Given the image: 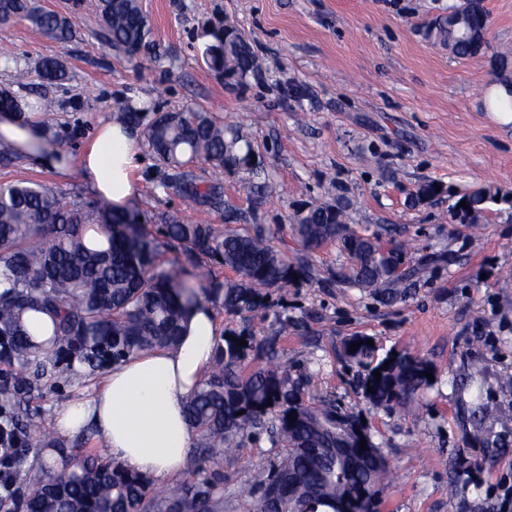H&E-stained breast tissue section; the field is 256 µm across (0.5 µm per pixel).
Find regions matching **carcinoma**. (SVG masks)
I'll return each mask as SVG.
<instances>
[{
	"label": "carcinoma",
	"instance_id": "carcinoma-1",
	"mask_svg": "<svg viewBox=\"0 0 512 512\" xmlns=\"http://www.w3.org/2000/svg\"><path fill=\"white\" fill-rule=\"evenodd\" d=\"M83 10L101 17L108 44L127 57L147 46L149 24L138 0H72L67 12L49 11L40 0H0V26L23 20L64 43L76 36L74 17ZM455 10L467 23L454 26L445 17L430 34L458 58L481 53L466 24L489 26L482 0H466ZM201 33L212 39L206 58L214 71L241 83L259 73L257 57L232 24L204 25ZM39 71L50 83L66 77L63 65L51 58ZM26 104L40 114L39 128L50 138L55 102L39 95ZM119 121L143 127L146 144L163 168L158 187L200 206H224V171L265 170L238 126L208 112L148 114L128 102ZM52 143L65 150L58 139ZM200 160L212 168L204 187L193 174ZM462 201L467 208L459 207ZM498 201L512 206L511 197L479 187L458 196L453 215L460 224H475ZM290 221L304 250L330 243L345 256L346 264L331 273L339 286L363 291L405 279L403 246L352 230L346 206L305 203ZM162 234L185 246L189 263L206 258L234 277L211 269L189 276L179 264L163 266L156 240L105 200L85 202L28 179L0 182V364L18 368L0 376V433L13 440V446L0 450V467L10 475L0 493V512H239L243 501L249 512H339L344 499L351 512H368L365 493L383 490L388 477L379 445L370 432L364 450L358 438L336 435V410L352 421L360 414L329 397L305 396L303 382L274 364V337L257 345L243 330L216 334L212 366L187 408L200 443L190 452L187 476L164 489L84 447L80 437L68 443L43 432L37 410L19 412L23 398H41L73 378L95 377L142 352L174 345L184 319L201 302L218 314L266 315L271 289L287 287L296 275L315 276L307 257H288L263 224L218 228L168 217ZM238 340L245 344L237 345ZM367 340L355 335L344 341L345 356L363 369L362 399L377 408L410 409L432 386L427 374L435 373L433 366L407 351L380 357ZM390 359L393 363L386 364ZM255 360L258 364L250 366ZM471 416L485 441L493 434L484 426L487 418L504 430L512 425V410L491 417L481 401ZM261 434L270 444L266 462L250 483L229 488L224 465ZM44 448L56 449L57 463L25 466L30 453Z\"/></svg>",
	"mask_w": 512,
	"mask_h": 512
}]
</instances>
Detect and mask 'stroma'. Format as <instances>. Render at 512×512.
Listing matches in <instances>:
<instances>
[{
	"instance_id": "obj_1",
	"label": "stroma",
	"mask_w": 512,
	"mask_h": 512,
	"mask_svg": "<svg viewBox=\"0 0 512 512\" xmlns=\"http://www.w3.org/2000/svg\"><path fill=\"white\" fill-rule=\"evenodd\" d=\"M461 0H139L149 45L136 58L115 52L98 15L77 14L78 34L63 44L27 22L0 28V89H14L12 60L28 62V87L58 105L56 134L76 157L99 121L131 100L152 112L194 108L238 123L269 165L265 198L254 206L247 172L224 176V208L201 207L158 191L160 166L142 151L132 174L131 215L156 237L160 260H183L161 235L175 216L199 224H262L292 251L301 246L289 218L303 202L345 200L350 226L404 245L408 285L396 297L330 284L342 258L334 245L311 253L314 279L274 292V315H218L223 329H248L256 341L279 339L277 360L292 377H310L312 394L359 411L391 470L380 512H505L491 488L512 473V429L493 447L474 437L467 406L483 391L491 410L512 404V207L491 205L475 224L450 218L455 195L494 186L512 193V124L485 104L501 78L496 55L512 49V0H482L491 47L453 56L425 31ZM234 23L262 63L240 83L213 71L203 21ZM44 58L62 60L68 81H43ZM32 179L84 201L95 195L79 177L21 156L0 166V181ZM446 194L416 201L419 187ZM374 338L379 354L406 350L430 362L436 379L415 417L372 408L358 395L361 368L342 343ZM94 379L33 400L41 422L55 420Z\"/></svg>"
}]
</instances>
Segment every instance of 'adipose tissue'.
<instances>
[{
    "mask_svg": "<svg viewBox=\"0 0 512 512\" xmlns=\"http://www.w3.org/2000/svg\"><path fill=\"white\" fill-rule=\"evenodd\" d=\"M0 149L46 164L62 178L79 175L116 210H125L135 195L131 173L141 151L132 129L118 121L102 123L93 145L72 166L45 142L35 123L22 124L2 112ZM215 328L210 306L194 309L175 347L112 367L93 395L63 409L58 431L75 435L94 427L102 445L128 469L160 482L179 477L192 446L187 399L212 363Z\"/></svg>",
    "mask_w": 512,
    "mask_h": 512,
    "instance_id": "adipose-tissue-1",
    "label": "adipose tissue"
}]
</instances>
